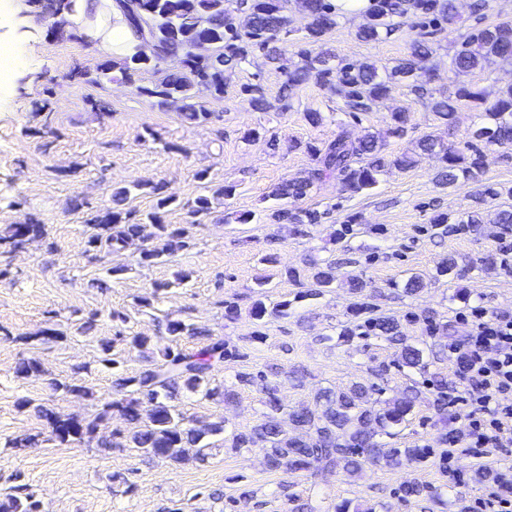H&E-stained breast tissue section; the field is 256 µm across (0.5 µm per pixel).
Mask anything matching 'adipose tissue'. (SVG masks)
<instances>
[{
	"instance_id": "1",
	"label": "adipose tissue",
	"mask_w": 512,
	"mask_h": 512,
	"mask_svg": "<svg viewBox=\"0 0 512 512\" xmlns=\"http://www.w3.org/2000/svg\"><path fill=\"white\" fill-rule=\"evenodd\" d=\"M71 17L88 36L100 40L113 60L132 53L134 40L112 0H75Z\"/></svg>"
}]
</instances>
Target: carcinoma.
<instances>
[{
    "label": "carcinoma",
    "instance_id": "1",
    "mask_svg": "<svg viewBox=\"0 0 512 512\" xmlns=\"http://www.w3.org/2000/svg\"><path fill=\"white\" fill-rule=\"evenodd\" d=\"M113 6L124 17L134 41L151 39L155 53H133L119 63L104 61L80 76L97 87L116 78L133 85L143 69L175 61L177 66L162 71L153 87H137L139 93L159 99L162 106L190 100L200 87L215 97L223 96L224 70L245 61L255 49L263 51L271 62L280 60L294 31L297 12L305 19L306 46L298 51L300 63L288 72L281 98L287 99L293 88L314 81L333 89L350 111L371 112L395 83H406L421 96L427 94L419 79L433 71L436 49L431 35L457 22L455 0H372L366 22L355 32L357 38L382 41L395 30L396 19L404 17L414 18L419 29L404 57L393 67L381 69L368 62L338 63L336 54L325 47V36L338 25L331 0H113ZM504 65L512 66V20L475 28L448 56V69L462 73L479 71L490 75ZM245 92L253 110L265 112L270 108L261 87L252 85ZM429 107L448 127L462 107L479 111L480 122L457 146L428 134L417 141L414 152L390 151L373 133L354 138L344 129L320 148L306 145L316 161L315 167L305 177L278 184L271 196L299 200L330 179L336 180L343 191L358 194L374 188L380 177L392 169H412L422 154L439 158L441 166L435 181L442 187L452 186L460 179L480 182L488 147L512 146L511 85L492 92L485 87L463 85L452 97L430 98ZM229 193L230 188L220 186L210 195L186 201L184 206L192 216H204L211 213L215 201ZM178 201L179 196L173 191L158 197L155 210L138 222L130 221V211L98 212L88 220L93 229L88 240L93 258L101 259L103 252L129 251L136 264L144 265L164 256L174 258L189 249L188 228L162 221L161 213ZM269 219L274 224L292 225L296 234L300 226L318 223L317 212L286 207L272 210ZM430 223L481 224L483 219L476 210L456 219L442 212L434 215ZM40 232L39 224H8L0 227V240L21 244ZM154 240L160 241L161 246H149ZM310 268L319 288H329L336 280L333 260L321 264L312 260ZM189 278V272L176 271L174 282L153 285L150 294L139 299L141 306L154 307L172 284L180 285ZM363 328L365 336L400 346L403 366H422L423 351L410 343L398 319L371 317L364 321ZM185 336L196 340L200 347L183 346L181 339ZM127 340L132 346L149 351L146 365L131 376L119 371L118 362L110 357L111 342L101 341L103 361L112 365V393L98 399L94 413L85 417L38 409L49 425V440L105 449L129 448L169 464H183L190 459L203 462L211 449L205 436L223 432L224 422L196 426L193 419L172 404L174 396L185 389L205 399L220 397L229 402L237 395L238 386L253 385L258 380L264 410L255 425L232 432L228 442L236 450L261 449L271 470L308 471L340 465L346 472L356 473L368 464L399 467L428 456L423 448H394L379 440L381 436H394L395 430L407 421L418 399L413 390L383 405L375 397L378 389L355 383L345 390L324 389L311 405L288 408L279 396L281 382L277 372L271 378L240 373L231 385L221 389L210 386L213 373L223 369L224 364L245 357V353L207 328L168 318L162 322L158 335L135 334ZM52 387L65 395L94 397L76 378L54 380ZM432 389L438 414L443 416L448 411L444 400L447 378L433 380ZM115 416L133 431L116 429L108 437L98 435L101 424ZM39 507L25 484L14 486L12 493L0 499V512H39Z\"/></svg>",
    "mask_w": 512,
    "mask_h": 512
}]
</instances>
